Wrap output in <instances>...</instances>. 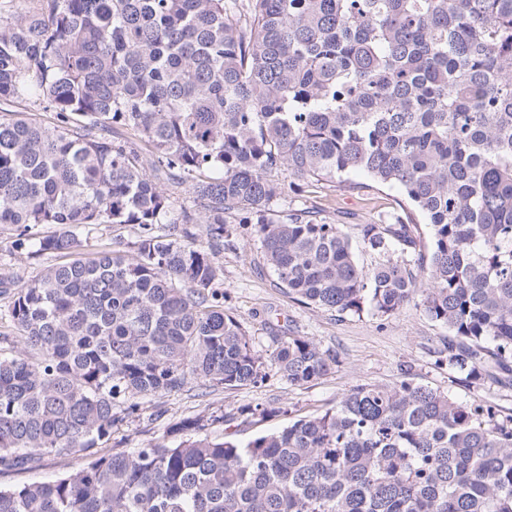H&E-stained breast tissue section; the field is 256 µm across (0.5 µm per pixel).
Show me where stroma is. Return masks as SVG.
<instances>
[{"mask_svg": "<svg viewBox=\"0 0 512 512\" xmlns=\"http://www.w3.org/2000/svg\"><path fill=\"white\" fill-rule=\"evenodd\" d=\"M277 178L285 190L276 209L320 206L328 220L351 230L410 209L399 191L376 185L363 174L353 176L350 189L311 187L302 194L288 189L287 172H279ZM231 230V245L216 256L222 271L217 286L224 293L225 310L242 325L254 350L266 356L274 348V337L304 336L335 351L339 366L334 373L301 387L273 373L258 385L237 389L204 390L195 380H188L182 390L144 399L138 417L117 434L120 447H141L163 436L175 421L215 411L227 415L228 420L212 426L211 434H230L245 442L280 429L289 420L334 408L355 385L393 383L407 372L417 383L447 392L460 402L489 401L500 415H512V388L501 387L487 377L463 381L461 374L438 363L437 351L448 334L445 326L412 306L378 318L368 313L338 315L304 305L277 287L249 231L240 224L232 225ZM54 262L51 255H32L29 246L18 244L13 230L0 228V276L26 282ZM256 405L276 409L277 414L262 421L239 420L241 410ZM87 462L84 456L49 454L35 469L0 471V485L49 481L79 470Z\"/></svg>", "mask_w": 512, "mask_h": 512, "instance_id": "1", "label": "stroma"}]
</instances>
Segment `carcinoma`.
<instances>
[{"instance_id":"1","label":"carcinoma","mask_w":512,"mask_h":512,"mask_svg":"<svg viewBox=\"0 0 512 512\" xmlns=\"http://www.w3.org/2000/svg\"><path fill=\"white\" fill-rule=\"evenodd\" d=\"M282 170L298 193L365 174L428 240L399 214L362 224L361 264L344 225L274 208ZM163 181L192 205L172 212ZM232 220L297 301L412 303L448 327V369L512 386V0H0V225L66 258L0 279L21 341L0 354V470L94 455L0 487V512H512V417L408 375L246 443L204 433L212 415L111 447L144 398L265 380L215 288ZM100 224L141 235L86 258L77 230ZM273 343L292 385L338 363L306 337ZM92 458L78 455L43 456L35 469L27 471H0V485L13 486L34 481H49L65 472H73L84 467Z\"/></svg>"}]
</instances>
